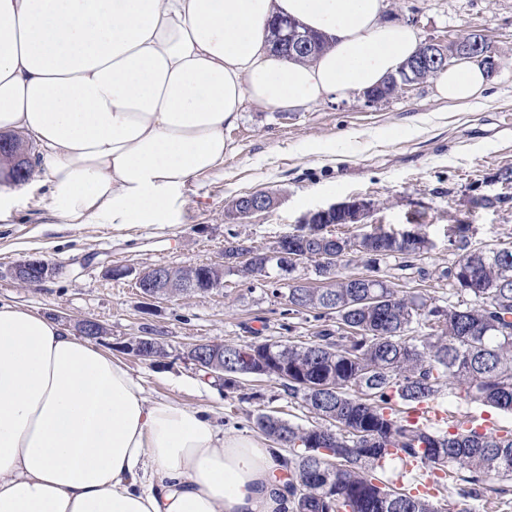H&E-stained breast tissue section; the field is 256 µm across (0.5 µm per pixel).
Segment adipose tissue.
<instances>
[{"mask_svg": "<svg viewBox=\"0 0 512 512\" xmlns=\"http://www.w3.org/2000/svg\"><path fill=\"white\" fill-rule=\"evenodd\" d=\"M384 0H0V132L42 160L65 225L165 224L224 165L244 103L299 110L380 85L418 48ZM287 15L326 34L309 61L268 44ZM483 67L435 79L481 99ZM274 449L151 402L128 367L53 317L0 304V512H292Z\"/></svg>", "mask_w": 512, "mask_h": 512, "instance_id": "1", "label": "adipose tissue"}]
</instances>
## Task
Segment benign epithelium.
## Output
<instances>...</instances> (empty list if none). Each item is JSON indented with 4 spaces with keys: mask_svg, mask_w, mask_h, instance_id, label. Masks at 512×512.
Here are the masks:
<instances>
[{
    "mask_svg": "<svg viewBox=\"0 0 512 512\" xmlns=\"http://www.w3.org/2000/svg\"><path fill=\"white\" fill-rule=\"evenodd\" d=\"M275 33V42L278 46L288 50H305L311 47L308 36L300 32L292 20L276 19L272 23ZM474 56L493 74L497 71V62L492 55V50L487 42L485 34L480 29H473L470 33L445 41H430L420 47L419 54L408 61L401 69V90L405 91L419 82L422 75L436 66L445 65L454 57ZM276 204V198L269 193L264 194L260 199H237L229 205L227 213L234 220H245L251 215L268 210ZM372 208V203L360 198L333 203L326 207L310 210L301 218L300 224L302 233L306 238H316L317 228L321 224L331 222L333 218H340L343 224L354 226L363 223ZM267 254L289 258L291 260V274L288 283L292 286L300 285L299 279L294 275L297 269L294 254H288V240L279 239L268 251ZM257 256V252L243 244H235L226 250L225 264L235 265ZM57 269L47 261L29 257L17 262L12 270L13 278L22 286H29L31 283H41L52 277ZM136 286L141 296L149 301L166 299L179 295V292L170 290V286L164 284L163 273L159 268L152 267L142 271L137 279ZM69 325L77 334L87 336L95 335L97 338L108 335L107 328L102 324L89 320H71ZM164 348V344L154 336L138 337L125 349L136 357L145 358L148 353ZM185 358L197 369L206 372V375L219 383H224V349L217 346L213 341H200L192 344L185 351Z\"/></svg>",
    "mask_w": 512,
    "mask_h": 512,
    "instance_id": "obj_1",
    "label": "benign epithelium"
}]
</instances>
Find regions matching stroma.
Masks as SVG:
<instances>
[{"label":"stroma","instance_id":"stroma-1","mask_svg":"<svg viewBox=\"0 0 512 512\" xmlns=\"http://www.w3.org/2000/svg\"><path fill=\"white\" fill-rule=\"evenodd\" d=\"M386 14L412 23L421 39L448 40L476 28L486 35L499 62L484 98L473 105L439 100L432 81L374 106L363 97L327 100L293 112L245 106L241 120L226 129L233 150L223 170L191 179L174 197L167 224H132L115 229L100 224L66 226L51 221L43 203L39 171H32L11 211L0 215V303L50 315L89 318L106 326L101 347L140 377L149 401H173L207 410L225 429L255 431L258 413L274 412L293 424L314 419L279 382L241 378L237 391L201 384V371L187 361L188 346L199 341L246 345L306 341L322 328L313 313L292 314L270 284L224 277L223 287L202 295L154 302L143 299L134 276L154 266L217 264L224 248L238 242L258 249L296 232L310 210L353 197L373 207L358 233L376 226L401 232L411 212L425 214L422 228L434 247L413 267L400 269L391 258L380 275L414 294L448 300L453 291L442 272L457 259L448 247V227H470L472 245L512 247V184L494 182L512 166V0H386ZM315 142L333 143V152L313 154ZM270 192L276 205L244 222L227 215L236 196ZM498 197L491 208H475L471 198ZM37 256L56 276L26 288L10 275L20 260ZM127 269L117 278L113 267ZM151 334L168 355L153 361L128 354L130 338ZM436 409L448 419H472L492 428L512 429V412L447 397ZM449 512H512V484L495 481L478 497L444 494Z\"/></svg>","mask_w":512,"mask_h":512}]
</instances>
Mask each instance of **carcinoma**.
Instances as JSON below:
<instances>
[{"label": "carcinoma", "mask_w": 512, "mask_h": 512, "mask_svg": "<svg viewBox=\"0 0 512 512\" xmlns=\"http://www.w3.org/2000/svg\"><path fill=\"white\" fill-rule=\"evenodd\" d=\"M293 244L298 263L312 265L329 284L288 289L289 311L334 315L336 328L307 342L224 345V388L236 386L247 363L271 360L274 373L288 375L278 379L283 389L318 419L303 427L271 413L255 418L274 444L291 448L285 467L295 512H445L433 495L377 479L376 468L388 458L422 460L435 488L463 482L464 496L494 479L512 480L511 429L459 425L450 432L412 418L418 406L444 395L512 411V260L464 243L454 267L443 272L461 300L443 306L388 280L343 272L352 252L401 255L403 267H411L433 247L424 234L414 252L376 232L338 235L323 246L300 236ZM224 272L249 281L279 278L262 253ZM195 279L198 294L217 287L219 275L201 267Z\"/></svg>", "instance_id": "obj_1"}]
</instances>
